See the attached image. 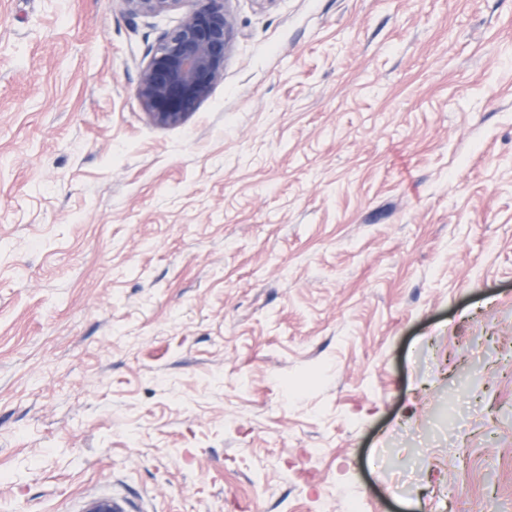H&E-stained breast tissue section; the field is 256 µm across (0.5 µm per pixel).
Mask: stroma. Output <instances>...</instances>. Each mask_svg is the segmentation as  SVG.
<instances>
[{
  "label": "stroma",
  "mask_w": 512,
  "mask_h": 512,
  "mask_svg": "<svg viewBox=\"0 0 512 512\" xmlns=\"http://www.w3.org/2000/svg\"><path fill=\"white\" fill-rule=\"evenodd\" d=\"M0 0V512H512V0ZM131 18L182 10L178 23L148 49L136 94L160 126L182 124L224 80L233 20L224 0H121Z\"/></svg>",
  "instance_id": "1"
}]
</instances>
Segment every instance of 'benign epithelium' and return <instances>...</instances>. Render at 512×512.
Returning <instances> with one entry per match:
<instances>
[{
    "instance_id": "obj_1",
    "label": "benign epithelium",
    "mask_w": 512,
    "mask_h": 512,
    "mask_svg": "<svg viewBox=\"0 0 512 512\" xmlns=\"http://www.w3.org/2000/svg\"><path fill=\"white\" fill-rule=\"evenodd\" d=\"M125 13L143 18L180 10L182 16L148 49L136 94L160 126L182 124L224 80L233 20L224 0H122Z\"/></svg>"
}]
</instances>
